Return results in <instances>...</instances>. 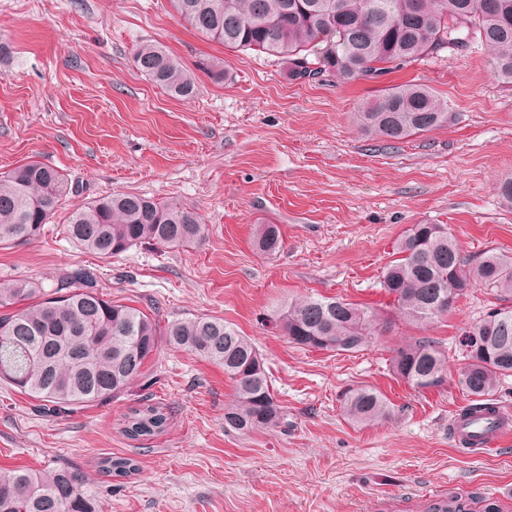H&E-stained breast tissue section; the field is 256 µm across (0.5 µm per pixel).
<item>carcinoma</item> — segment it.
<instances>
[{"mask_svg":"<svg viewBox=\"0 0 512 512\" xmlns=\"http://www.w3.org/2000/svg\"><path fill=\"white\" fill-rule=\"evenodd\" d=\"M189 27L228 49L276 54L292 80L334 76L344 83L373 79L444 49L476 41L489 49L495 75L512 84V0H171ZM137 70L172 96L190 99L194 76L163 47L145 42L133 53ZM365 132L398 142L448 124V104L424 84L390 87L354 113ZM70 191L65 176L37 161L0 175V246L38 236ZM79 247L104 257L132 247L187 248L203 239L201 216L174 201L117 192L73 211L66 224ZM275 224H260L255 245L264 253L280 245ZM383 273V288L406 320L428 322L452 308L471 279L493 290L495 308L458 339L463 366L457 387L477 408L494 412L491 398L512 377V256L491 253L469 272L454 239L440 224H414ZM77 273L46 293L23 280H0V380L54 411L74 410L120 396L146 378L161 347L190 351L224 369L233 399L224 428L248 435L288 424L265 361L252 341L224 319L197 316L165 328L126 304L84 286ZM290 343L308 351L357 352L371 342L375 312L342 298L305 297L280 316ZM392 372L423 391L444 385L448 351L428 338L393 351ZM342 414L351 423L387 420L391 406L378 391L345 392ZM168 415L159 403L125 414L122 432L138 441L162 434ZM98 470L129 477L137 459L105 456ZM0 512H102L82 472L0 470ZM427 512H469L458 497H439Z\"/></svg>","mask_w":512,"mask_h":512,"instance_id":"carcinoma-1","label":"carcinoma"}]
</instances>
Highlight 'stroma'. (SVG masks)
Instances as JSON below:
<instances>
[{"label":"stroma","mask_w":512,"mask_h":512,"mask_svg":"<svg viewBox=\"0 0 512 512\" xmlns=\"http://www.w3.org/2000/svg\"><path fill=\"white\" fill-rule=\"evenodd\" d=\"M144 42L194 72L193 98L139 73L132 55ZM212 58L224 59V79L207 70ZM407 81L447 101L448 125L400 143L362 133L354 112ZM30 160L63 171L72 190L43 234L0 249V279L49 290L82 269L97 292L159 325L224 318L261 353L288 424L226 431L233 392L223 369L165 347L148 367L150 388L137 381L75 413L45 415L0 382V468L77 466L103 512H425L439 496L512 512V439L486 455L450 427L469 403L453 350L494 295L471 285L422 324L395 314L380 284L415 224L446 225L471 270L485 253L512 255V205L498 191L512 177V85L495 78L487 49H446L351 85L301 82L278 57L187 29L170 0H0V174ZM115 191L196 211L204 239L110 258L69 241L67 214ZM258 224L278 225V252L255 248ZM306 296L376 308L371 346L338 355L290 344L277 318ZM425 337L449 350L448 379L420 392L389 358ZM360 386L386 397L389 419L343 417L342 394ZM148 396L169 424L138 443L122 419ZM108 453L136 458L138 473L103 476L96 463Z\"/></svg>","instance_id":"obj_1"}]
</instances>
